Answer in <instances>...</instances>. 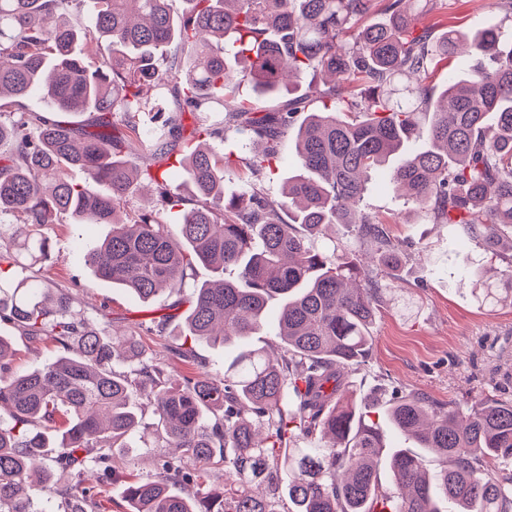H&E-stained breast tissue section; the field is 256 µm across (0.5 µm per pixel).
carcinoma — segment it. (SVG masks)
<instances>
[{
    "label": "carcinoma",
    "mask_w": 512,
    "mask_h": 512,
    "mask_svg": "<svg viewBox=\"0 0 512 512\" xmlns=\"http://www.w3.org/2000/svg\"><path fill=\"white\" fill-rule=\"evenodd\" d=\"M71 2L0 0V99L42 90L59 112L98 113L90 130L33 112L0 120V219L24 224L0 266L36 262L48 249L40 228L67 215L110 224L85 253L97 278L146 302L208 266L185 335L252 336L277 297L284 350L245 347L222 377L174 381L192 349L148 357L135 336L90 327L71 288L0 269V321L63 350L19 373L0 338V512H45L38 504L55 499L59 512H106L84 475L118 477L112 449L140 427L133 398L146 387L160 445L152 473L125 475L130 512H278L282 493L288 512H512V399L468 407L392 391L389 423L445 467L431 477L422 454L398 450L395 490L379 485L386 444L346 370L367 357L389 288L353 250L317 246L325 226L350 225L395 278L407 249L361 207L384 169L389 190L507 264L503 278L475 281V301L512 302V40L492 27L432 39L426 18L443 0H388L361 26L374 0H95L85 27L68 20ZM462 54L465 76L434 93L432 69ZM283 92L284 108L257 107ZM147 112L161 124L146 125ZM291 129L297 168L272 198L264 182ZM243 135L257 145L245 158L204 144ZM140 146L158 203L125 214L133 171L115 153ZM176 146L182 189L156 167ZM229 174L240 190L228 196ZM57 469L76 480L58 485Z\"/></svg>",
    "instance_id": "1"
}]
</instances>
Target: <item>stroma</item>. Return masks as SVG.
I'll return each instance as SVG.
<instances>
[{
	"label": "stroma",
	"mask_w": 512,
	"mask_h": 512,
	"mask_svg": "<svg viewBox=\"0 0 512 512\" xmlns=\"http://www.w3.org/2000/svg\"><path fill=\"white\" fill-rule=\"evenodd\" d=\"M432 22L439 32L451 27L462 31L493 25L512 28V17L492 0H445ZM365 204L387 219L393 240L412 243L413 248L394 283L392 301L381 304L376 312L369 364L355 376L361 395L371 397L379 388L398 387L443 403L470 405L489 396L512 398V383L501 380L502 372H512V305L489 308L474 301L471 273L464 261L479 257V248L463 239L457 227L432 224L414 214L411 206L383 191L378 182L369 183ZM110 230L107 224H78L69 217L47 225L46 256L33 264L12 265L10 277L17 281L35 274L48 283L69 286L96 328L106 313L118 332L136 330L138 324L165 313L183 315L191 288L144 302L92 274L85 262V246L103 239ZM405 300L411 303V311L402 310ZM0 337L12 345L13 366L19 372L32 370L41 358L57 352L52 340L32 346L8 323H0ZM156 444L152 435L131 436L115 457L133 473L145 475L155 468Z\"/></svg>",
	"instance_id": "obj_1"
}]
</instances>
